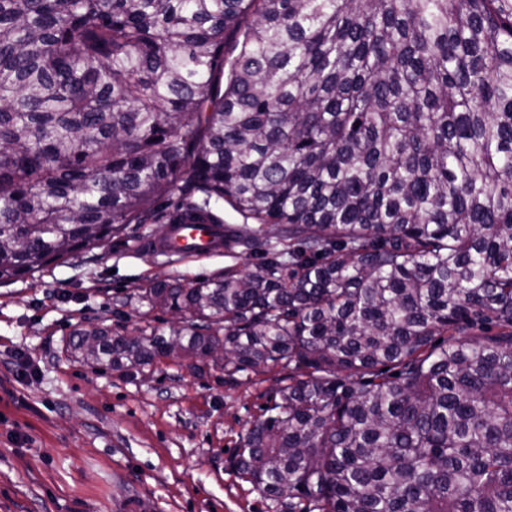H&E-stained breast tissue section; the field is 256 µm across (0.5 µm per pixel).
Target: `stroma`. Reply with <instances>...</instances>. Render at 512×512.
Masks as SVG:
<instances>
[{
    "mask_svg": "<svg viewBox=\"0 0 512 512\" xmlns=\"http://www.w3.org/2000/svg\"><path fill=\"white\" fill-rule=\"evenodd\" d=\"M165 217L0 285V512H283L228 461L282 373L194 374L183 357L130 378L75 360L78 329L168 333L137 301L160 279L244 267L247 253L174 262L144 246ZM127 305H120V298Z\"/></svg>",
    "mask_w": 512,
    "mask_h": 512,
    "instance_id": "obj_1",
    "label": "stroma"
}]
</instances>
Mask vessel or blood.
Segmentation results:
<instances>
[{
	"mask_svg": "<svg viewBox=\"0 0 512 512\" xmlns=\"http://www.w3.org/2000/svg\"><path fill=\"white\" fill-rule=\"evenodd\" d=\"M224 248V229L215 224H173L167 234L150 242L149 251L167 257H204Z\"/></svg>",
	"mask_w": 512,
	"mask_h": 512,
	"instance_id": "obj_1",
	"label": "vessel or blood"
}]
</instances>
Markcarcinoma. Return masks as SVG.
<instances>
[{
    "instance_id": "1",
    "label": "carcinoma",
    "mask_w": 512,
    "mask_h": 512,
    "mask_svg": "<svg viewBox=\"0 0 512 512\" xmlns=\"http://www.w3.org/2000/svg\"><path fill=\"white\" fill-rule=\"evenodd\" d=\"M158 207L256 261L72 357L287 373L230 465L288 512H512V0H0V283Z\"/></svg>"
}]
</instances>
